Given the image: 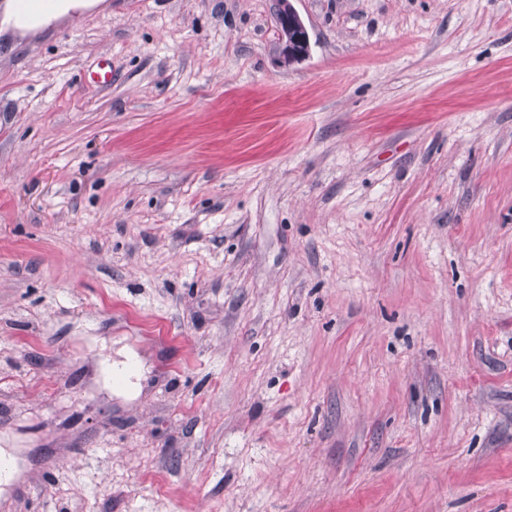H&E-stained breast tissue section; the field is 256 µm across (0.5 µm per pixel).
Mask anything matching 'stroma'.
<instances>
[{
    "instance_id": "obj_1",
    "label": "stroma",
    "mask_w": 512,
    "mask_h": 512,
    "mask_svg": "<svg viewBox=\"0 0 512 512\" xmlns=\"http://www.w3.org/2000/svg\"><path fill=\"white\" fill-rule=\"evenodd\" d=\"M291 3L0 33V512H512V0ZM276 25L280 44V63L291 64L304 58L309 50L307 28L295 12L291 1L276 0ZM284 25L282 26V22ZM124 357L125 361H106L105 372L111 379L115 376H122L123 382L118 391L124 395H132L137 389L139 369L133 368L129 355H124Z\"/></svg>"
}]
</instances>
